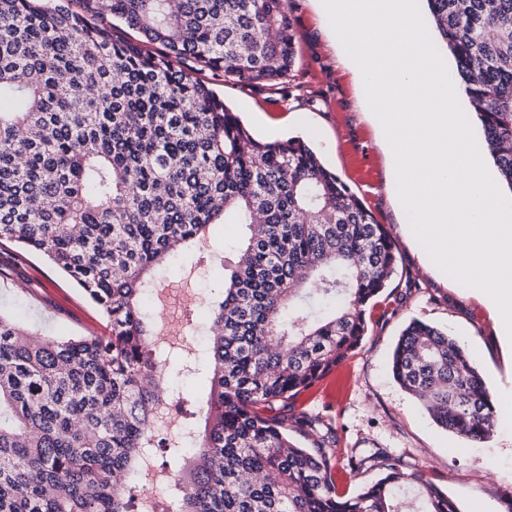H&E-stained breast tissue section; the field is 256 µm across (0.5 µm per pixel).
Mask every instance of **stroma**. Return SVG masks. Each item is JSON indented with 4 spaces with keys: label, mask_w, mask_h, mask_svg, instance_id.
<instances>
[{
    "label": "stroma",
    "mask_w": 512,
    "mask_h": 512,
    "mask_svg": "<svg viewBox=\"0 0 512 512\" xmlns=\"http://www.w3.org/2000/svg\"><path fill=\"white\" fill-rule=\"evenodd\" d=\"M297 34L294 81L243 87L221 80L211 88L260 138H304L390 232L398 269L367 310L368 331L359 347L294 402L295 412L320 418L336 438L334 469L351 454L387 453L404 471L417 472L455 500L461 512H512V419L501 417L489 439L463 442L438 427L423 405L391 373L402 330L418 319L448 332L475 357L496 408L512 400V353L482 296L456 283L434 264L422 263L403 231L396 182L359 87L339 64L340 48L316 0H290ZM243 235L237 224H218L211 235L171 260L154 287L178 285L216 297L224 283L229 247ZM0 313L44 336L103 332L97 308L81 290L38 256L0 247ZM171 391H183L181 420L204 426L209 389L206 363L195 373L165 370Z\"/></svg>",
    "instance_id": "35a3bbf8"
}]
</instances>
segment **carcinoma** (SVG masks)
I'll return each mask as SVG.
<instances>
[{
  "label": "carcinoma",
  "instance_id": "obj_1",
  "mask_svg": "<svg viewBox=\"0 0 512 512\" xmlns=\"http://www.w3.org/2000/svg\"><path fill=\"white\" fill-rule=\"evenodd\" d=\"M426 3L512 193V0ZM295 47L288 0H0V243L67 276L107 328L46 338L0 313V512H129L128 473L173 404L142 294L216 224L246 232L211 303L203 431L167 444L193 451L177 512H459L391 455L345 497L326 449L288 428L317 430L293 400L358 347L397 268L385 225L311 146L255 137L208 86L278 85ZM303 298L341 304L288 315ZM391 370L439 427L490 436L483 376L446 332L411 321Z\"/></svg>",
  "mask_w": 512,
  "mask_h": 512
}]
</instances>
